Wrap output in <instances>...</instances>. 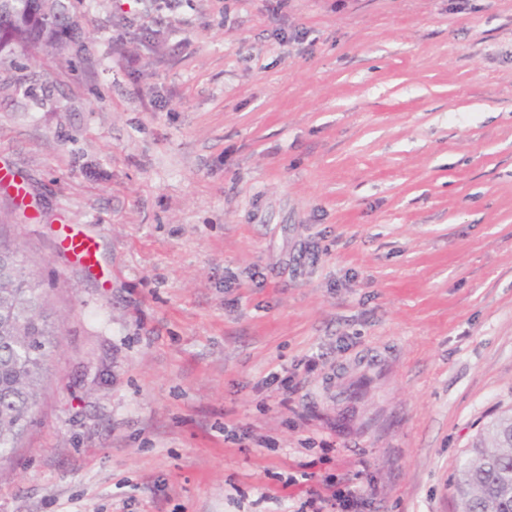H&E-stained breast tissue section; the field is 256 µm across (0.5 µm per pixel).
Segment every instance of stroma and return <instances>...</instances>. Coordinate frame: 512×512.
I'll list each match as a JSON object with an SVG mask.
<instances>
[{
    "label": "stroma",
    "instance_id": "stroma-1",
    "mask_svg": "<svg viewBox=\"0 0 512 512\" xmlns=\"http://www.w3.org/2000/svg\"><path fill=\"white\" fill-rule=\"evenodd\" d=\"M69 8L64 50L0 51V238L61 327L0 512H300L327 478L463 512L512 408V0ZM62 248L79 260L91 262L96 254V244L79 232L66 233L61 240Z\"/></svg>",
    "mask_w": 512,
    "mask_h": 512
}]
</instances>
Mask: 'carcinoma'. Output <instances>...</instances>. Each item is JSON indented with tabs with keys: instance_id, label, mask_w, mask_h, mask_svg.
I'll use <instances>...</instances> for the list:
<instances>
[{
	"instance_id": "cac0c4a2",
	"label": "carcinoma",
	"mask_w": 512,
	"mask_h": 512,
	"mask_svg": "<svg viewBox=\"0 0 512 512\" xmlns=\"http://www.w3.org/2000/svg\"><path fill=\"white\" fill-rule=\"evenodd\" d=\"M34 9L35 0H12L0 9V51L63 48L74 26L66 6L35 20ZM59 334L21 250L1 240L0 463L11 460L32 422L48 372L46 352ZM454 489L465 512H512V411L471 442Z\"/></svg>"
}]
</instances>
